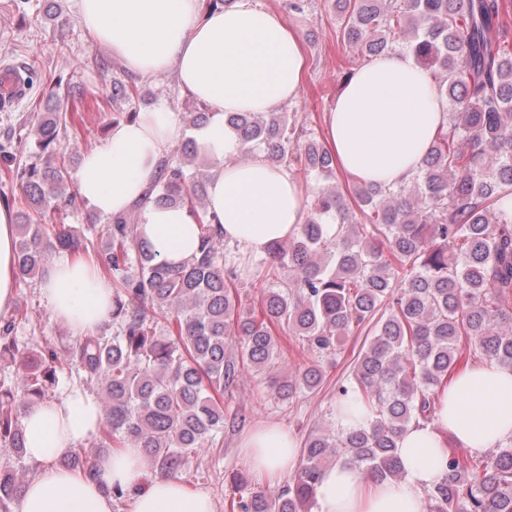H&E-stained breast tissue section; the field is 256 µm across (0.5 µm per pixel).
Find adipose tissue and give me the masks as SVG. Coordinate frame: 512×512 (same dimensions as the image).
Segmentation results:
<instances>
[{
    "instance_id": "adipose-tissue-1",
    "label": "adipose tissue",
    "mask_w": 512,
    "mask_h": 512,
    "mask_svg": "<svg viewBox=\"0 0 512 512\" xmlns=\"http://www.w3.org/2000/svg\"><path fill=\"white\" fill-rule=\"evenodd\" d=\"M85 29L131 72L156 78L176 71L184 90L209 109L198 145L213 165L209 210L224 240L250 256L266 255L306 219L307 187L265 154L240 153L225 126L228 112H271L301 91L305 53L284 18L257 0L201 10L200 0H79ZM448 121L431 74L411 53L381 57L359 68L328 115V143L339 168L360 184L407 182ZM184 135L176 113L157 107L113 126L82 159L75 189L95 218L141 207L138 232L160 257L179 266L196 252L200 228L183 208L144 205L164 148ZM12 213L0 206V314L16 301ZM41 293L73 335L96 334L112 322V288L95 263L60 254L43 273ZM104 412L98 398L76 389L24 408L27 455L38 465L14 512H115L112 487L129 489L124 512H214L211 496L159 474L140 448L99 456L95 478L59 466L70 448L96 435ZM512 440V368L472 366L448 384L431 421L409 426L400 439V480L375 481L348 463L327 468L316 512H426L425 491L444 474L449 445L486 452ZM240 448L255 472L293 473L299 442L267 423L243 436Z\"/></svg>"
}]
</instances>
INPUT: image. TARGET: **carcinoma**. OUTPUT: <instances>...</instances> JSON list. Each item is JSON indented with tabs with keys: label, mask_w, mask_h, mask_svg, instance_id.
Segmentation results:
<instances>
[{
	"label": "carcinoma",
	"mask_w": 512,
	"mask_h": 512,
	"mask_svg": "<svg viewBox=\"0 0 512 512\" xmlns=\"http://www.w3.org/2000/svg\"><path fill=\"white\" fill-rule=\"evenodd\" d=\"M509 0H333L341 40L368 57L406 51L440 74L448 122L414 177L401 184L358 186L356 210L329 182L336 160L327 142L286 112H226L239 151L265 152L274 165L319 182L298 233L254 262L267 282L258 307L236 302L240 267L207 217V170L186 140L164 156L145 202L183 206L200 226L195 255L183 266L160 259L131 216L101 229L65 226L77 208L66 162L48 152L67 113H42L28 131L46 152L41 164L16 168L27 210L16 215L14 272L43 274L59 252L84 254L101 233V270L112 279L115 335L77 338L65 348L47 340L20 352L14 336L27 319L19 306L0 323V362H17L22 379L0 378V444L24 460L21 410L47 400L59 372L95 381L105 395L99 440L76 449L64 466L94 476L108 448L139 447L153 467L174 477L204 448L218 449L224 409L238 377L288 363L276 333L297 337L314 358L276 380L277 397L293 402L320 388L321 359L340 358L344 338L367 331L337 402L351 395L370 420L350 430L310 434L302 463L283 486L248 491L234 474L229 512H305L315 504L322 471L334 461L372 479H397V444L413 423L428 422L448 376L477 357L512 367V49L504 36ZM192 103L189 126L207 122ZM366 221H359L358 214ZM160 316L167 335H157ZM25 481L0 468V512H11ZM428 512H512V441L474 458L449 451L442 480L427 492Z\"/></svg>",
	"instance_id": "obj_1"
}]
</instances>
